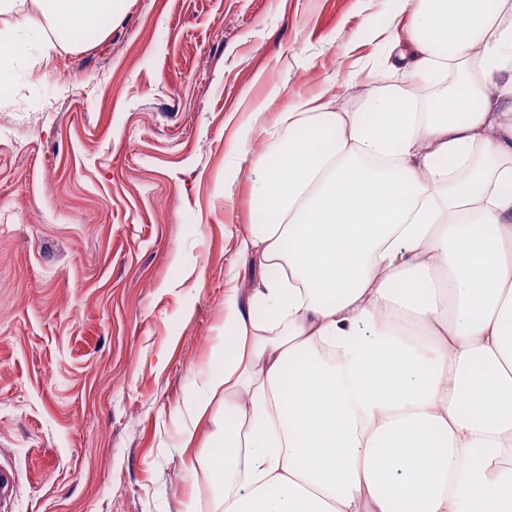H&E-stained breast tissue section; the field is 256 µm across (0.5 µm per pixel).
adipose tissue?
<instances>
[{
    "instance_id": "obj_1",
    "label": "adipose tissue",
    "mask_w": 512,
    "mask_h": 512,
    "mask_svg": "<svg viewBox=\"0 0 512 512\" xmlns=\"http://www.w3.org/2000/svg\"><path fill=\"white\" fill-rule=\"evenodd\" d=\"M121 2L32 0L0 89ZM396 2L398 83L262 130L261 275L191 398L213 512H512V0Z\"/></svg>"
}]
</instances>
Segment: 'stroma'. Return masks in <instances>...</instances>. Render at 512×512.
Segmentation results:
<instances>
[{"label":"stroma","instance_id":"stroma-1","mask_svg":"<svg viewBox=\"0 0 512 512\" xmlns=\"http://www.w3.org/2000/svg\"><path fill=\"white\" fill-rule=\"evenodd\" d=\"M393 0H124L0 92V512H211L187 399L300 100L356 111ZM248 161L232 189L224 172ZM195 426L193 442L184 431Z\"/></svg>","mask_w":512,"mask_h":512}]
</instances>
